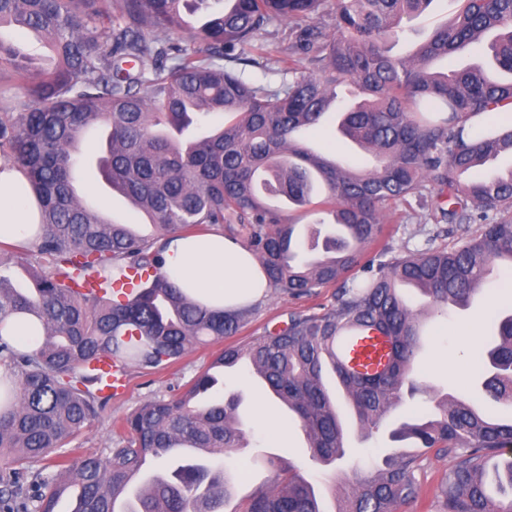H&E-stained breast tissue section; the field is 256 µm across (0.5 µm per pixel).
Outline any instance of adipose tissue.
Returning a JSON list of instances; mask_svg holds the SVG:
<instances>
[{
  "label": "adipose tissue",
  "instance_id": "ef3b65f1",
  "mask_svg": "<svg viewBox=\"0 0 512 512\" xmlns=\"http://www.w3.org/2000/svg\"><path fill=\"white\" fill-rule=\"evenodd\" d=\"M40 224L39 204L26 175L0 160V243L33 242ZM164 270L181 289L211 309L235 310L262 300L269 282L242 245L214 235L174 238Z\"/></svg>",
  "mask_w": 512,
  "mask_h": 512
}]
</instances>
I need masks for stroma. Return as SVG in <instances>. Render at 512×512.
<instances>
[{"label": "stroma", "instance_id": "obj_1", "mask_svg": "<svg viewBox=\"0 0 512 512\" xmlns=\"http://www.w3.org/2000/svg\"><path fill=\"white\" fill-rule=\"evenodd\" d=\"M459 0H433L431 6L420 16L408 23L403 38L395 43L392 52L405 54L412 45L426 40L440 24L451 20L460 10ZM264 46L265 67L247 68L246 78L251 81L279 82L278 61L286 52L289 41V26L281 22L268 27L260 38ZM78 190L91 204L111 211L114 219L141 224L142 218L112 194L109 187L97 177H79ZM334 293L333 288L321 289L319 295L311 298L293 299L276 292H268L265 299L256 303L235 342H242L262 332L266 324L278 315L295 308L319 311L329 304ZM496 296L497 309L512 308V277L507 272H495L493 280L485 292L479 293L471 305L464 310L449 309L447 315L429 320L423 331V348L419 354L414 378L429 382L436 389L451 392L454 395L483 405L489 411L499 415L512 414V408L493 401L483 390L482 376L473 374V353L482 347L490 334L491 318L494 310H488L489 296ZM224 341H212L198 345L179 362L145 375L138 370L128 372L126 391L112 398L100 410L98 416L81 429L72 442L76 454L105 456L115 443L113 425L124 419L140 404L156 397H173L179 394L186 382L205 369L223 350ZM469 373L464 386H456L455 375L459 370ZM227 389L242 391L244 401L242 412L247 416L252 429L254 445L228 459L227 464L235 473V494L224 505V512H241L246 496L257 486L269 481L273 473L263 459L267 456L285 457L299 465L306 478L313 483L323 498L326 512H332L334 501L331 488L340 483L351 462L360 467H368L378 462L381 454L391 449L388 438L391 428L400 422L409 420L416 407L422 406V399L406 402L393 410L382 427L369 440H362L356 428L348 430L349 453L346 460L337 467H322L309 461L306 453L305 435L298 422L284 419L276 404L269 401L252 385L249 377L236 373L225 378ZM264 406L265 420H258L255 409ZM287 429V437L274 435V428Z\"/></svg>", "mask_w": 512, "mask_h": 512}]
</instances>
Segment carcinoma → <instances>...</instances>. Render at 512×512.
I'll return each mask as SVG.
<instances>
[{"instance_id":"carcinoma-1","label":"carcinoma","mask_w":512,"mask_h":512,"mask_svg":"<svg viewBox=\"0 0 512 512\" xmlns=\"http://www.w3.org/2000/svg\"><path fill=\"white\" fill-rule=\"evenodd\" d=\"M197 0H0V28L37 34L54 67L34 74L13 43L0 36V157L23 169L41 203L37 240L16 250L32 288L0 275V328L17 314L43 329L40 346L18 348L0 334V365L18 377L10 411L0 415V512H117L147 460L175 448L229 456L250 444L241 398L196 400L218 384L212 370L240 363L294 416L309 459L331 465L346 456V432L326 385L330 373L362 433L378 429L393 409L428 392L410 379L422 349L423 321L467 308L491 267L512 268V170L486 178L481 168L512 154V129L485 123L463 140L464 124L484 113H512V79L479 66L441 72L448 59L492 32L496 66L512 74V0H462L451 24L404 56L390 54L400 23L433 0H335L332 30L319 21L326 0H224L202 25L184 28L182 10ZM275 22L290 25L278 86L247 81L261 67L257 37ZM180 38L175 40L173 35ZM249 47L252 53L237 50ZM229 59L235 70L220 64ZM305 60L308 66L299 65ZM342 84L367 100L339 113L336 132L369 153L360 168L315 152L301 133L320 124ZM24 92L14 111L8 93ZM105 130L96 172L113 193L160 232L137 235L104 220L74 189L82 147ZM327 190L323 205L344 231L324 240V255L299 264L295 224L268 202L305 206L313 176ZM415 197L435 224H454L450 248L404 254L384 243L367 262L389 215ZM211 227L246 248L272 288L294 299L336 286L318 312L296 308L287 320L231 344L208 369L170 399L144 402L122 421L119 441L101 457L43 465L69 444L112 398L89 366L108 357L125 367L160 369L192 345L236 335L249 315L197 304L163 272L174 234ZM152 270L135 295L113 300L112 283L131 270ZM429 298L416 311L401 288ZM374 330L388 338L386 367L357 375L338 354L342 337ZM485 390L512 402V312L497 315L489 336ZM398 448L363 471L353 469L334 498L335 512H401L420 494L424 454L451 457L434 512H512V418L490 416L445 394L429 418L391 433ZM273 478L247 496L242 512H323L313 485L293 465L269 459ZM235 491L223 466L180 465L148 477L132 512H223Z\"/></svg>"}]
</instances>
